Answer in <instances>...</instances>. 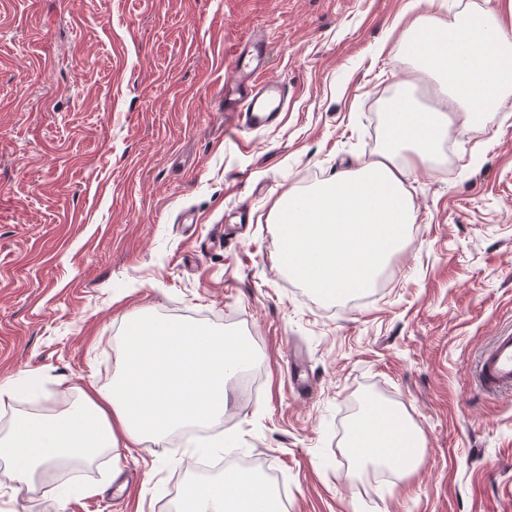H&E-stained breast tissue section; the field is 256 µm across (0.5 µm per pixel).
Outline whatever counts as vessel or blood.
Listing matches in <instances>:
<instances>
[{"instance_id":"b4317fda","label":"vessel or blood","mask_w":512,"mask_h":512,"mask_svg":"<svg viewBox=\"0 0 512 512\" xmlns=\"http://www.w3.org/2000/svg\"><path fill=\"white\" fill-rule=\"evenodd\" d=\"M267 44L251 37L242 42L230 79L224 83V126L241 132L274 123L284 95L279 83L264 79ZM478 381L488 392L512 390V333L495 336L480 356Z\"/></svg>"}]
</instances>
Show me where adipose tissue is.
<instances>
[{
    "label": "adipose tissue",
    "mask_w": 512,
    "mask_h": 512,
    "mask_svg": "<svg viewBox=\"0 0 512 512\" xmlns=\"http://www.w3.org/2000/svg\"><path fill=\"white\" fill-rule=\"evenodd\" d=\"M407 22L401 43L423 80L436 82L446 107L421 108L412 94L383 110L379 160L348 167L312 188L289 192L275 207L279 263L329 299L371 288L416 219L406 182L432 170L454 123L470 125L512 95V0H495L449 19L437 0ZM111 386L80 388L59 412L14 417L0 436L9 479L33 487L47 470L207 425L224 415L230 370L249 365L252 348L231 333L144 314L127 321ZM346 446L355 460L412 471L425 440L405 412L367 402ZM178 512H285L270 482L230 468L215 480L186 484Z\"/></svg>",
    "instance_id": "adipose-tissue-1"
}]
</instances>
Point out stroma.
<instances>
[{
	"label": "stroma",
	"mask_w": 512,
	"mask_h": 512,
	"mask_svg": "<svg viewBox=\"0 0 512 512\" xmlns=\"http://www.w3.org/2000/svg\"><path fill=\"white\" fill-rule=\"evenodd\" d=\"M410 2L0 0V381L36 375L40 410L110 385L145 309L255 349L220 425L81 463L99 492L63 512H175L194 461L253 466L287 512H512V392L475 378L512 328V95L408 181L383 286L329 300L275 259L288 190L377 158ZM257 31L287 105L228 135L220 91ZM368 394L424 435L411 475L349 457ZM53 482L0 485V512H43Z\"/></svg>",
	"instance_id": "35a3bbf8"
}]
</instances>
